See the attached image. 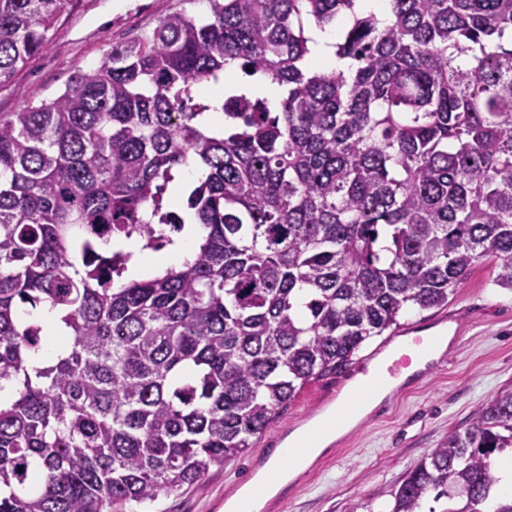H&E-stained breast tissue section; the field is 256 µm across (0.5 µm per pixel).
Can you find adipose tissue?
Here are the masks:
<instances>
[{
	"label": "adipose tissue",
	"instance_id": "1",
	"mask_svg": "<svg viewBox=\"0 0 512 512\" xmlns=\"http://www.w3.org/2000/svg\"><path fill=\"white\" fill-rule=\"evenodd\" d=\"M338 29L334 26H309L310 53L307 58L309 68L316 72L332 70L347 71L353 68L351 59H340L335 55L334 44ZM234 67H227L222 79L210 82L205 96L213 104V111L205 113L202 121L214 130L224 127V117L217 110L225 94L244 92L267 98L271 108H278L282 91L261 75L244 80H235ZM205 230L197 224L193 216H186L184 228L175 236L174 242L163 251L137 253L130 267V275L139 278L149 272H158L168 267H179L193 261L197 241ZM399 384L398 379L383 375L379 369H370L368 374L357 375L348 382L335 403L323 415L314 419L307 427L292 432L287 441L278 448L267 472L259 473L257 480L265 486L264 494L257 495L245 490L229 501V512H262L268 494L293 479L307 468L335 438L354 427Z\"/></svg>",
	"mask_w": 512,
	"mask_h": 512
}]
</instances>
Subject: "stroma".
I'll use <instances>...</instances> for the list:
<instances>
[{
  "instance_id": "1",
  "label": "stroma",
  "mask_w": 512,
  "mask_h": 512,
  "mask_svg": "<svg viewBox=\"0 0 512 512\" xmlns=\"http://www.w3.org/2000/svg\"><path fill=\"white\" fill-rule=\"evenodd\" d=\"M206 0H64L42 51L0 84V113L22 112L61 93L74 72L101 64L112 45L150 33L165 16L206 14ZM489 260L476 263L447 307L402 315L395 332L373 338L338 374L309 382L242 455L210 466L196 483L160 498L147 512H224L289 433L325 411L369 354L407 333L452 326L443 358L400 384L355 429L270 498L263 512H387L392 486L460 430L502 388L512 385V290L493 285Z\"/></svg>"
}]
</instances>
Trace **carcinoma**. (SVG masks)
I'll list each match as a JSON object with an SVG mask.
<instances>
[{"label": "carcinoma", "instance_id": "1", "mask_svg": "<svg viewBox=\"0 0 512 512\" xmlns=\"http://www.w3.org/2000/svg\"><path fill=\"white\" fill-rule=\"evenodd\" d=\"M163 18L65 90L0 113V512H112L242 454L310 381L340 372L408 310L448 305L481 258L512 289V0H207ZM62 0H0V80L47 40ZM350 15L348 72L310 71L306 34ZM230 62L284 89L200 85ZM195 258L127 278L159 249L177 166ZM48 305L65 349L22 315ZM11 388L9 398L1 396ZM512 450V387L405 473L389 512H482ZM235 70L236 64L228 66L224 71V77L222 79L217 82L211 81L209 85H207L204 97L217 108H220L222 100H224V93L244 92L267 98L273 111L279 108L283 94L279 87L271 84L259 74L247 78L246 80H236L235 82L233 79L235 77ZM205 176V170L197 163L190 162L188 166L181 168L180 173L174 176L171 183V201L181 205L184 197L188 194L191 185L196 184Z\"/></svg>", "mask_w": 512, "mask_h": 512}]
</instances>
